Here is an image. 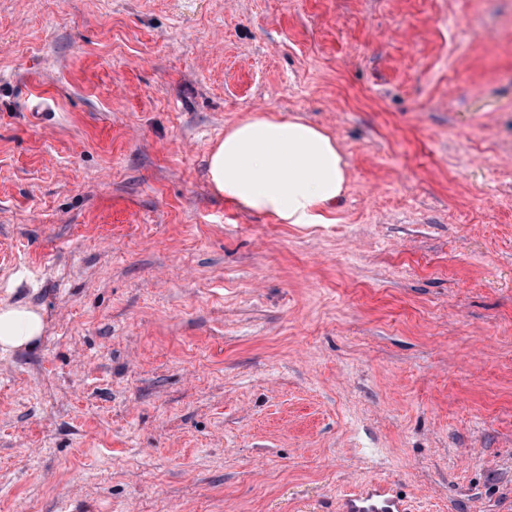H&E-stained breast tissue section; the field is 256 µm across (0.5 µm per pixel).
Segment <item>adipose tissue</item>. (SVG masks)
Instances as JSON below:
<instances>
[{"mask_svg": "<svg viewBox=\"0 0 512 512\" xmlns=\"http://www.w3.org/2000/svg\"><path fill=\"white\" fill-rule=\"evenodd\" d=\"M208 176L216 193L280 224H324L348 174L336 142L302 118L265 115L239 121L213 148ZM45 314L0 301V353L31 348L43 337Z\"/></svg>", "mask_w": 512, "mask_h": 512, "instance_id": "ef3b65f1", "label": "adipose tissue"}]
</instances>
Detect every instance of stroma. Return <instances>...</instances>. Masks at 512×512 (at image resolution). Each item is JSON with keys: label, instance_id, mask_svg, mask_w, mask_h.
Masks as SVG:
<instances>
[{"label": "stroma", "instance_id": "35a3bbf8", "mask_svg": "<svg viewBox=\"0 0 512 512\" xmlns=\"http://www.w3.org/2000/svg\"><path fill=\"white\" fill-rule=\"evenodd\" d=\"M330 224L217 196L250 115ZM0 512H512V0H0ZM213 189L279 224H327L348 174L336 142L294 116L248 117L224 133L208 161ZM44 311L32 305L0 301V353L32 348L44 336ZM342 512H409L407 502L387 482H372L343 499Z\"/></svg>", "mask_w": 512, "mask_h": 512}]
</instances>
